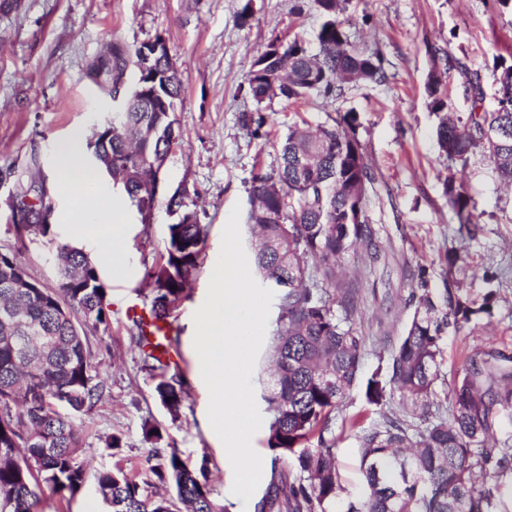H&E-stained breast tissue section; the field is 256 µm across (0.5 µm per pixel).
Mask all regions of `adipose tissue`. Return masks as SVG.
I'll use <instances>...</instances> for the list:
<instances>
[{"instance_id": "obj_1", "label": "adipose tissue", "mask_w": 512, "mask_h": 512, "mask_svg": "<svg viewBox=\"0 0 512 512\" xmlns=\"http://www.w3.org/2000/svg\"><path fill=\"white\" fill-rule=\"evenodd\" d=\"M87 135V129H76L56 157L62 187L71 200V234L74 239L94 243L98 261L117 271L127 260L120 247L124 227L113 198L102 193L88 175L83 154Z\"/></svg>"}]
</instances>
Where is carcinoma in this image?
<instances>
[{
	"mask_svg": "<svg viewBox=\"0 0 512 512\" xmlns=\"http://www.w3.org/2000/svg\"><path fill=\"white\" fill-rule=\"evenodd\" d=\"M344 2L314 0L323 18L317 53L298 38L279 50L275 38L253 60L247 93L256 107L241 120L250 136H263L261 104L273 96L330 99L346 84L384 80L378 53L350 45L339 20ZM142 63L138 48L112 47L104 74L112 80L118 123L110 132L101 127L95 144L112 157V183L131 202L141 194L144 159L165 158L181 141L175 110L184 89L166 47L146 68ZM131 66L138 80L126 89L123 78ZM426 92L438 118L437 143L448 160L464 167L480 151L511 187L512 136L497 146L483 138V129L512 130V83H500L496 109L466 116L450 110L442 73H431ZM356 123V113L347 112L315 131L288 128L277 166L252 177L253 263L279 300L265 401L271 413L268 446L283 461L258 512H512V492L505 493L512 445L496 437L501 419L512 418V357L494 349L471 355L449 395L440 399L436 392L443 336L490 312L497 300L493 293L478 301L462 292L457 253L448 252L439 293L429 288L426 269L418 270L410 322L387 365L359 381L366 336L356 318L357 291L339 274L345 255L376 247L373 227L354 222L362 202L354 188L371 182ZM445 193L460 227L477 223L471 197L451 171ZM167 208L177 212L176 222L168 225L164 252L147 274L149 311L165 324L185 298L208 236L193 199L173 195ZM52 212L43 191L27 209L33 221L25 231L56 243L57 287H14L28 275L26 267L16 255L0 254V313L8 306L15 314L12 320L0 317V512H35L43 485L63 498L81 489L86 441L76 419L108 392L90 341L110 326L105 284L86 253L51 238L52 224L40 218ZM26 336H51L55 348L45 352ZM143 355L160 371L157 399L177 417L187 396L184 381L167 375L169 363ZM359 383L368 404L385 406L397 394L399 409L369 429L356 418L349 421L360 443L363 478L361 490L351 494L336 463L333 421ZM144 467L153 483L175 488L176 497L148 492L118 459L96 473L111 512H224L213 496L207 461L192 466L175 448H153Z\"/></svg>",
	"mask_w": 512,
	"mask_h": 512,
	"instance_id": "cac0c4a2",
	"label": "carcinoma"
}]
</instances>
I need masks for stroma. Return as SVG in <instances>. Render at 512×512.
<instances>
[{"label":"stroma","mask_w":512,"mask_h":512,"mask_svg":"<svg viewBox=\"0 0 512 512\" xmlns=\"http://www.w3.org/2000/svg\"><path fill=\"white\" fill-rule=\"evenodd\" d=\"M244 2L0 0V252L17 253L44 287H56L52 244L36 235L17 241L20 209L47 193L56 239L65 241L62 215L68 201L56 153L75 128L104 122L114 105L111 83H95L87 71L112 43L133 46L158 36L184 87L175 113L182 143L164 166L163 189L169 194L183 187L196 196L199 219L209 230L204 261L174 313L176 360L188 390L174 419L155 397L158 378L144 363L134 340L137 330L126 316L129 304L149 303L146 275L164 250L172 218L161 203L153 223L140 224L127 198L114 193L129 264L124 274L101 275L111 324L92 344L93 362L110 391L81 418L88 442L82 488L64 500L43 489L38 512H106L94 474L113 462L101 443L113 432L124 435L120 454L130 474L149 481L141 468L151 448L141 429L147 417L161 427V447L177 448L194 465L208 461L215 496L227 512H254L253 504L232 494L233 470L221 441L207 428L209 394L193 347V314L205 299L233 207L249 212L253 174L275 165L277 144L294 124L314 128L348 111L357 115L356 135L374 178L365 213L380 245L378 256L361 249L343 261L358 290L365 370L389 358L405 330L414 310L411 273L425 267L431 287L442 288L451 248L459 249L466 266L464 289L475 298L494 290L499 300L491 314L445 336L444 380L437 393L449 390L469 354L490 346L512 354V278L492 277L512 264V187L499 182L487 157L474 154L461 181L478 222L460 232L448 208V159L436 141L437 117L425 88L432 52L440 48L458 63L447 75L453 112H471L478 92L483 95L478 105L492 110L496 77L501 66L512 64V9L492 0H347L342 17L350 42L381 52L384 81L350 84L340 97H314L300 105L278 97L265 101L267 135L253 139L239 121L243 111L255 107L246 93L253 59L276 37L314 41L322 17L313 0H252L243 24Z\"/></svg>","instance_id":"obj_1"}]
</instances>
